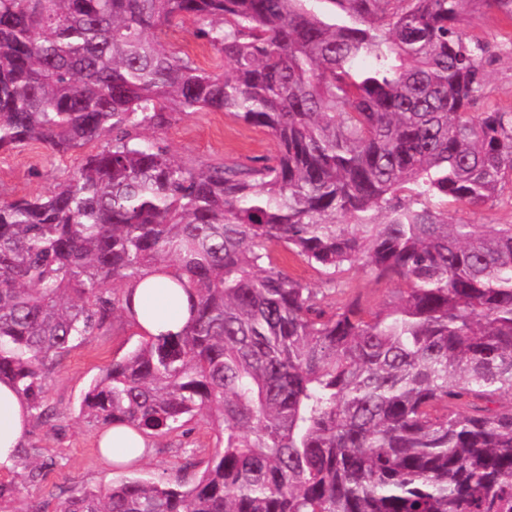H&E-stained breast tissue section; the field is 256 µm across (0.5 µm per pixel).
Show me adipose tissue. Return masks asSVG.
Here are the masks:
<instances>
[{"label":"adipose tissue","instance_id":"adipose-tissue-1","mask_svg":"<svg viewBox=\"0 0 512 512\" xmlns=\"http://www.w3.org/2000/svg\"><path fill=\"white\" fill-rule=\"evenodd\" d=\"M132 307L142 330L157 335L179 333L189 320L188 300L183 289L173 288L166 277L148 275L135 288ZM30 424L25 398L9 381H0V475L15 471L16 451L24 446ZM149 441L125 426L106 428L99 439L103 459L114 463L142 456Z\"/></svg>","mask_w":512,"mask_h":512}]
</instances>
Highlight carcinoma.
Returning a JSON list of instances; mask_svg holds the SVG:
<instances>
[{
	"instance_id": "1",
	"label": "carcinoma",
	"mask_w": 512,
	"mask_h": 512,
	"mask_svg": "<svg viewBox=\"0 0 512 512\" xmlns=\"http://www.w3.org/2000/svg\"><path fill=\"white\" fill-rule=\"evenodd\" d=\"M0 0V152L82 156L53 191L0 197V381L49 418L57 357L147 273L189 295L81 413L216 450L195 483L123 478L55 512H502L512 500V224L448 222L512 187V109L475 111L489 45L470 0ZM192 22L209 73L162 35ZM359 57L372 59L363 70ZM225 112L259 164L195 168L150 129ZM327 276L287 275L276 247ZM396 276L367 310L342 275ZM18 450L19 481L51 461Z\"/></svg>"
}]
</instances>
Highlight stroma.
Wrapping results in <instances>:
<instances>
[{"instance_id": "stroma-1", "label": "stroma", "mask_w": 512, "mask_h": 512, "mask_svg": "<svg viewBox=\"0 0 512 512\" xmlns=\"http://www.w3.org/2000/svg\"><path fill=\"white\" fill-rule=\"evenodd\" d=\"M463 29L468 36L483 39L493 49L479 109L512 107V47L507 44V33L512 28L499 12L469 4L465 7ZM166 41L200 68L223 73V62L195 37L192 24L170 29ZM161 135L177 160L196 168L223 161L249 164L276 152V142L268 132L222 112L175 114ZM78 162L75 154L49 155L37 142L0 154V196L14 199L47 193L63 183ZM346 279L361 301L371 308L394 295L400 287L397 280L378 279L361 268L352 270ZM138 342L137 329L127 318L119 317L59 357L45 386V403L53 410L54 417L47 423L33 419L26 441L27 447L38 449L41 456L52 459L53 465L40 480L22 486L14 501L16 512H23L33 502L53 510L73 489L103 490L127 475L154 481L175 471L184 483H194L199 470L186 460L179 436L152 438V454L124 471L101 459L98 440L102 428L80 411L90 383L113 360L132 351Z\"/></svg>"}]
</instances>
